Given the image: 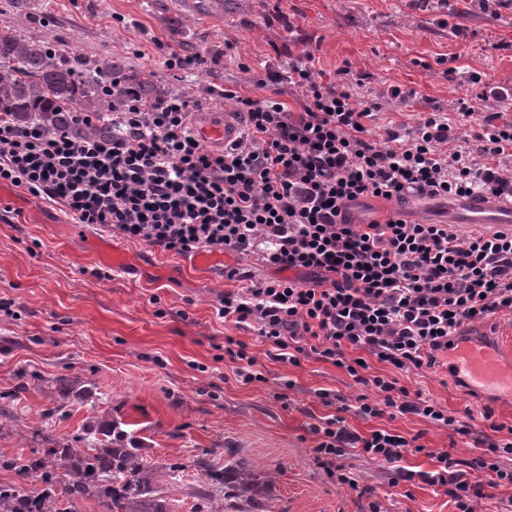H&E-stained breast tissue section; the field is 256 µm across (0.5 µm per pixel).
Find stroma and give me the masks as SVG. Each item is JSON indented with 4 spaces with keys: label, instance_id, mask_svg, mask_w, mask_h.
I'll return each instance as SVG.
<instances>
[{
    "label": "stroma",
    "instance_id": "35a3bbf8",
    "mask_svg": "<svg viewBox=\"0 0 512 512\" xmlns=\"http://www.w3.org/2000/svg\"><path fill=\"white\" fill-rule=\"evenodd\" d=\"M0 0V24L79 55L93 76L104 56L140 79L160 77L164 94H185L202 108L233 111L229 89L271 98L257 75L283 72L312 56L326 84L354 88L379 108L364 123L372 136L407 135L437 113L447 117L450 147L477 152L476 118L463 114L486 81L512 88V0ZM173 41L192 57L170 71L161 57H141L154 41ZM445 200L398 204L367 200L355 222L403 211L425 224L448 222ZM86 226L16 187L0 197V457L27 455L49 441L81 442L113 426L139 446L156 471L170 512H224L240 505L235 489L213 490L210 472L243 458L264 478L263 501L277 512H457L445 487L425 481L433 453L447 450L467 464L470 479L484 449L470 437L405 414L363 420L359 397L376 393L313 352L298 363L273 359L254 328L219 319L216 307L237 268L255 279L273 276L257 255L212 254L207 265L142 243L112 239L128 261L113 273L103 252H88ZM460 337L512 355V315L465 323ZM247 344L265 379L244 385L224 342ZM399 383L472 425L512 437V401L478 395L448 375L445 361L402 372ZM292 388H285V381ZM327 389L348 410L358 432L387 428L417 438L419 451L393 467L352 451L342 463L354 486L332 482L313 453L309 430L326 415ZM185 466L170 478L173 463Z\"/></svg>",
    "mask_w": 512,
    "mask_h": 512
}]
</instances>
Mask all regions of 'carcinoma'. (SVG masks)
Here are the masks:
<instances>
[{"label": "carcinoma", "mask_w": 512, "mask_h": 512, "mask_svg": "<svg viewBox=\"0 0 512 512\" xmlns=\"http://www.w3.org/2000/svg\"><path fill=\"white\" fill-rule=\"evenodd\" d=\"M0 104L22 122L33 118L47 130L73 124L74 112L112 111V82H91L78 59L51 50L49 42L18 34L0 25ZM103 445L93 453L64 445L42 448L31 456L1 459L0 468L18 481L0 484V512H82V504L95 499L105 512H167L155 495L153 468L141 449L121 444ZM236 479L249 499L259 492L253 471L243 459L222 473L209 474L220 484ZM39 478L44 488L37 495L24 483Z\"/></svg>", "instance_id": "carcinoma-1"}]
</instances>
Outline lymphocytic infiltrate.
I'll return each instance as SVG.
<instances>
[{"label": "lymphocytic infiltrate", "instance_id": "1", "mask_svg": "<svg viewBox=\"0 0 512 512\" xmlns=\"http://www.w3.org/2000/svg\"><path fill=\"white\" fill-rule=\"evenodd\" d=\"M301 90L303 109L291 112L274 98L225 91L243 124L242 137L217 151L190 131L196 101L173 94L153 102L129 92L111 112H78L87 134L49 132L18 124L0 107V184L26 190L59 207L75 223L110 236L191 258L200 252L255 253L278 272L256 281L231 270L238 288L225 292L219 318L256 325L270 355L296 362L303 338L315 354L373 388L377 401H361L365 420L394 411L471 436L490 454L483 462L492 488L512 486V438L496 440L448 414L436 402L411 398L386 375L366 376L345 349L363 351L398 371L429 368L464 322L512 313V234L458 238L444 224L385 221L353 223L351 206L372 197L457 198L512 193V177L490 163L512 150V124H480V157L445 151L448 124L431 116L414 136L370 139L345 87L318 80L311 58L288 66L287 76L258 78V86ZM109 123L111 136L94 134ZM296 271L313 273L309 282ZM315 458L328 476L350 483L339 460L349 450L397 467L411 439L379 428L361 434L344 417H319L310 427ZM430 484L449 487L458 512H474L477 486L457 472L449 452L435 455Z\"/></svg>", "mask_w": 512, "mask_h": 512}]
</instances>
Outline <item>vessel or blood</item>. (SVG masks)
<instances>
[{
  "label": "vessel or blood",
  "instance_id": "obj_1",
  "mask_svg": "<svg viewBox=\"0 0 512 512\" xmlns=\"http://www.w3.org/2000/svg\"><path fill=\"white\" fill-rule=\"evenodd\" d=\"M194 136L208 147L225 148L238 140L239 122L231 113L197 112L192 118ZM464 224L512 225V201L492 194L462 197L452 208ZM448 365L478 393L512 397V366L507 365L498 347L472 341H454L448 348Z\"/></svg>",
  "mask_w": 512,
  "mask_h": 512
}]
</instances>
